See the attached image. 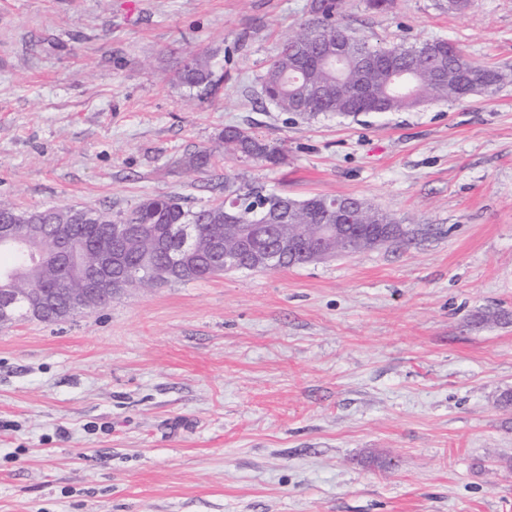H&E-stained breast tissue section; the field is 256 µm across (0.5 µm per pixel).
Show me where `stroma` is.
Listing matches in <instances>:
<instances>
[{
    "label": "stroma",
    "mask_w": 512,
    "mask_h": 512,
    "mask_svg": "<svg viewBox=\"0 0 512 512\" xmlns=\"http://www.w3.org/2000/svg\"><path fill=\"white\" fill-rule=\"evenodd\" d=\"M309 4L0 0L1 199L195 206L228 171L419 231L0 326V512H512V79L408 112L280 111L261 77ZM447 7L347 0L342 23L512 76V0ZM190 51L223 65L212 94L177 81ZM228 125L286 162L177 166Z\"/></svg>",
    "instance_id": "35a3bbf8"
}]
</instances>
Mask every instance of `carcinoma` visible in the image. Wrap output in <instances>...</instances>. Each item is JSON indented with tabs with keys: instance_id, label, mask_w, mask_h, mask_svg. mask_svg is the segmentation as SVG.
Listing matches in <instances>:
<instances>
[{
	"instance_id": "cac0c4a2",
	"label": "carcinoma",
	"mask_w": 512,
	"mask_h": 512,
	"mask_svg": "<svg viewBox=\"0 0 512 512\" xmlns=\"http://www.w3.org/2000/svg\"><path fill=\"white\" fill-rule=\"evenodd\" d=\"M344 0H311V19L301 31L288 38L280 53L269 63L261 78V93L283 112H297L315 117L323 112L339 116H355L360 112H405L438 100H458L461 81L468 78L471 94H492L508 79V74L477 65L454 45L435 40L406 45L372 46L368 41L349 35L339 24ZM364 57L374 58L370 67L361 65ZM180 84L203 93L215 91L224 78L211 53H189L177 72ZM220 153L230 161H261L271 166L285 163L282 147L264 140L246 128L230 125L220 135ZM215 151L201 149L178 159L185 168L207 171ZM337 200L334 195H313L293 199L255 188H242L228 174L224 175V199L199 207L186 205V200L158 194L140 201L133 209L113 214L94 207H34L19 209L0 199V224H69L73 228L72 247L79 251L96 239L102 224H146L149 236L129 249L130 255L152 254V270L167 267L189 256L192 271L183 283L206 280L212 263V252L190 249L178 236L180 224L195 226L197 237L207 242L224 234L226 224H253L270 216L269 223L287 217L289 224H321L329 218L325 206ZM351 202L365 209L367 224H388L384 231L387 245L410 242L409 235L396 218L358 198ZM52 236L30 243L28 249H10V261L20 262L16 268L15 287L21 293L37 288H63L80 291L86 288L72 271L54 268L31 259V250L54 248ZM17 317L55 323L59 314L47 309L29 314L17 306Z\"/></svg>"
}]
</instances>
